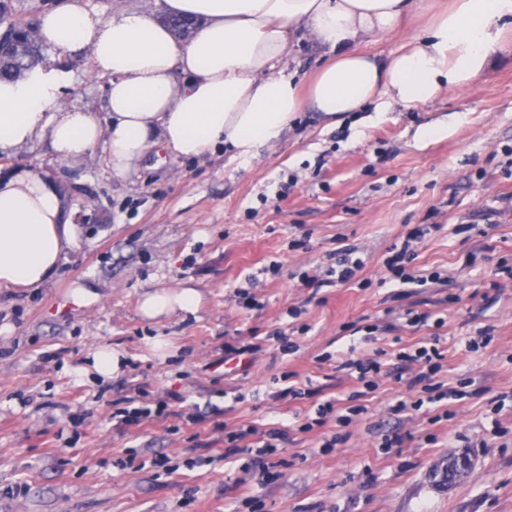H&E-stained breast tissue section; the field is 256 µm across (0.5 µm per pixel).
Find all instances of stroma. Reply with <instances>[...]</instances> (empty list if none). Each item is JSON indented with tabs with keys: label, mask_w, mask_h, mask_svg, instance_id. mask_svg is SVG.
Instances as JSON below:
<instances>
[{
	"label": "stroma",
	"mask_w": 512,
	"mask_h": 512,
	"mask_svg": "<svg viewBox=\"0 0 512 512\" xmlns=\"http://www.w3.org/2000/svg\"><path fill=\"white\" fill-rule=\"evenodd\" d=\"M65 65L62 105L104 117V78L87 60ZM441 122L444 135L417 139ZM30 166L64 188L82 234L54 281L0 290V512H251L252 496L262 512H512V48L472 86L416 107L371 105L333 126L305 109L249 163L164 154L118 178L99 149L74 166L44 142L0 156L1 169ZM421 224L431 230L411 269L440 283H382L389 249ZM346 247L364 262L352 281L303 286ZM79 284L88 301L75 300ZM184 287L200 295L195 311L142 315L146 293ZM410 310L433 325L410 326ZM156 336L168 348L154 350ZM249 336L262 350L225 360V342ZM397 338L438 339L440 382L470 391L449 418L428 404L392 413L405 391ZM102 347L124 356L107 380L89 368ZM348 348L383 364L364 412L292 431L296 414L360 390L334 358ZM292 384L308 397L277 398ZM139 396L170 416L118 424L113 412ZM194 411L202 422L182 424ZM217 421L290 427L280 477L263 484L258 467L221 460ZM391 432L403 444L383 450ZM460 454L471 466L449 480ZM158 455L173 474L148 467ZM202 456L213 464L197 466Z\"/></svg>",
	"instance_id": "stroma-1"
}]
</instances>
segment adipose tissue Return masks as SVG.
Masks as SVG:
<instances>
[{
  "label": "adipose tissue",
  "mask_w": 512,
  "mask_h": 512,
  "mask_svg": "<svg viewBox=\"0 0 512 512\" xmlns=\"http://www.w3.org/2000/svg\"><path fill=\"white\" fill-rule=\"evenodd\" d=\"M163 8L161 17L140 9L103 19L82 0L45 10L38 35L55 54L23 77L0 79V154L44 139L71 165L100 146L118 177L162 150L197 158L223 145L247 163L277 147L304 108L333 125L373 101L412 106L467 87L512 32V0H451L381 63L361 42L396 32L421 0H164ZM169 16L203 26L182 43ZM304 38L331 58L302 88L281 64ZM63 56L88 57L107 77L105 118L60 106L70 79ZM79 241L56 181L34 169L0 172V288L51 282ZM198 302L195 289H162L144 296L141 312L155 319Z\"/></svg>",
  "instance_id": "adipose-tissue-1"
}]
</instances>
